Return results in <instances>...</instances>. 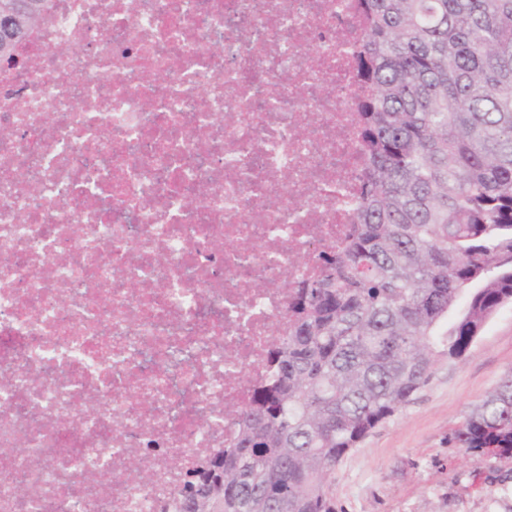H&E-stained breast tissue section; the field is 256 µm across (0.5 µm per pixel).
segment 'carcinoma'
I'll return each instance as SVG.
<instances>
[{"label":"carcinoma","instance_id":"1","mask_svg":"<svg viewBox=\"0 0 512 512\" xmlns=\"http://www.w3.org/2000/svg\"><path fill=\"white\" fill-rule=\"evenodd\" d=\"M361 2L357 233L291 294L267 382L224 407L235 445L185 504L335 512L336 466L512 302V0ZM454 441L512 457V374Z\"/></svg>","mask_w":512,"mask_h":512}]
</instances>
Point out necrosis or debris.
<instances>
[{
	"label": "necrosis or debris",
	"instance_id": "1",
	"mask_svg": "<svg viewBox=\"0 0 512 512\" xmlns=\"http://www.w3.org/2000/svg\"><path fill=\"white\" fill-rule=\"evenodd\" d=\"M361 31L356 0H52L0 64V512H166L232 445L355 222Z\"/></svg>",
	"mask_w": 512,
	"mask_h": 512
}]
</instances>
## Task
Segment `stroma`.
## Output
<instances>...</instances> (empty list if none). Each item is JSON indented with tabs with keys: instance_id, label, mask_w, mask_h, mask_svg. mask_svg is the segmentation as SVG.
Here are the masks:
<instances>
[{
	"instance_id": "35a3bbf8",
	"label": "stroma",
	"mask_w": 512,
	"mask_h": 512,
	"mask_svg": "<svg viewBox=\"0 0 512 512\" xmlns=\"http://www.w3.org/2000/svg\"><path fill=\"white\" fill-rule=\"evenodd\" d=\"M512 372V303L463 360L439 366L332 475L336 512H512V457L467 454L454 432Z\"/></svg>"
}]
</instances>
